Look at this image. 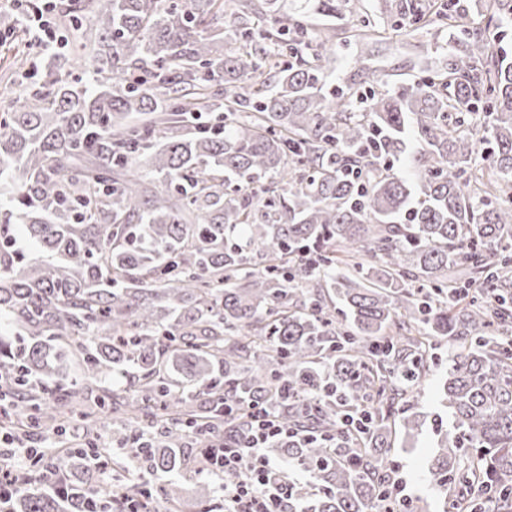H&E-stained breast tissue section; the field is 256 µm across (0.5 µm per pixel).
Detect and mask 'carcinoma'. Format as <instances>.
<instances>
[{
  "label": "carcinoma",
  "mask_w": 512,
  "mask_h": 512,
  "mask_svg": "<svg viewBox=\"0 0 512 512\" xmlns=\"http://www.w3.org/2000/svg\"><path fill=\"white\" fill-rule=\"evenodd\" d=\"M477 2L484 25L463 0L59 7L89 15L72 46L108 78L59 66L0 112L4 394L69 486L14 512L112 499L91 481L101 453L51 428L77 404L87 424L119 411L122 392L94 394L108 377L132 378L172 507L182 440L243 445L248 418L224 409L253 400L305 431L271 443L313 475L291 512H381L393 436L422 427L403 404L444 336L441 512H512V61L496 49L512 0ZM445 27L449 50L410 42ZM340 35L359 53L330 93Z\"/></svg>",
  "instance_id": "obj_1"
}]
</instances>
